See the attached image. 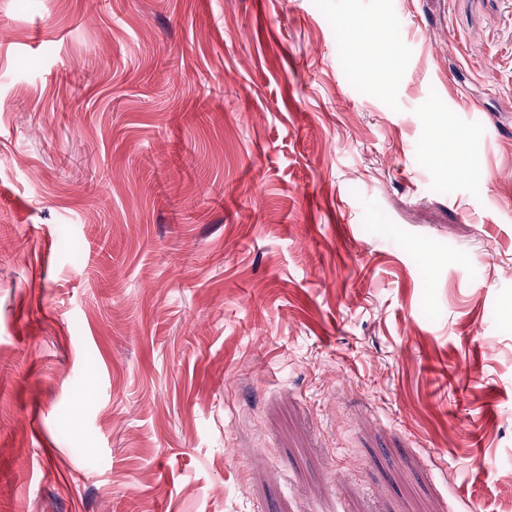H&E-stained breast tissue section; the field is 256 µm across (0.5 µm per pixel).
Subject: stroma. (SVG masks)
Wrapping results in <instances>:
<instances>
[{
	"label": "stroma",
	"mask_w": 512,
	"mask_h": 512,
	"mask_svg": "<svg viewBox=\"0 0 512 512\" xmlns=\"http://www.w3.org/2000/svg\"><path fill=\"white\" fill-rule=\"evenodd\" d=\"M511 481L512 0H0V512Z\"/></svg>",
	"instance_id": "stroma-1"
}]
</instances>
